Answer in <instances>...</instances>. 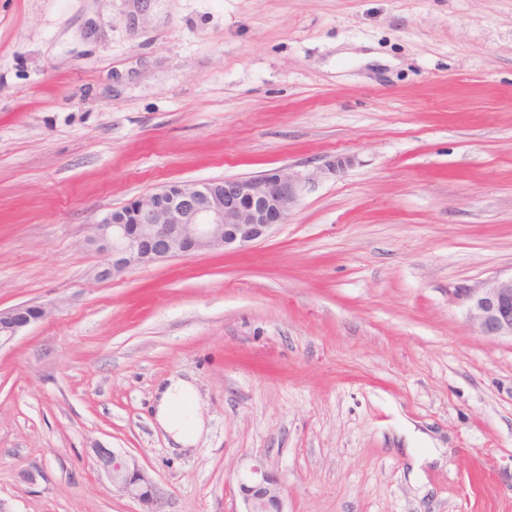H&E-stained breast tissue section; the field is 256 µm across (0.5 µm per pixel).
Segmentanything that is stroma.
Listing matches in <instances>:
<instances>
[{"label": "stroma", "mask_w": 512, "mask_h": 512, "mask_svg": "<svg viewBox=\"0 0 512 512\" xmlns=\"http://www.w3.org/2000/svg\"><path fill=\"white\" fill-rule=\"evenodd\" d=\"M279 169L250 248L96 279L112 211ZM510 274L512 0H0V309H51L0 347L9 512H140L100 448L160 512H245L257 462L285 512H512V338L460 297ZM192 395L193 388L188 382L183 379L172 380L161 392L156 414L160 425L173 435L176 443L184 446L192 445L202 428L198 412L187 418L185 410L177 411V406ZM97 458L113 486L137 500L144 512H158L152 508L156 502V485L142 469L106 448L97 450Z\"/></svg>", "instance_id": "35a3bbf8"}]
</instances>
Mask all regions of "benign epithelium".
<instances>
[{
    "label": "benign epithelium",
    "instance_id": "obj_1",
    "mask_svg": "<svg viewBox=\"0 0 512 512\" xmlns=\"http://www.w3.org/2000/svg\"><path fill=\"white\" fill-rule=\"evenodd\" d=\"M299 177L278 170L255 177L175 183L144 194L93 225L89 244L108 255L96 277L105 280L128 268L215 249L244 250L282 223L298 198ZM469 319L484 336L512 337V275L480 291L462 294ZM44 305L0 310V347L44 320ZM99 464L113 486L155 512L156 485L137 465L105 448ZM246 512H284L280 481L260 465L239 475Z\"/></svg>",
    "mask_w": 512,
    "mask_h": 512
}]
</instances>
